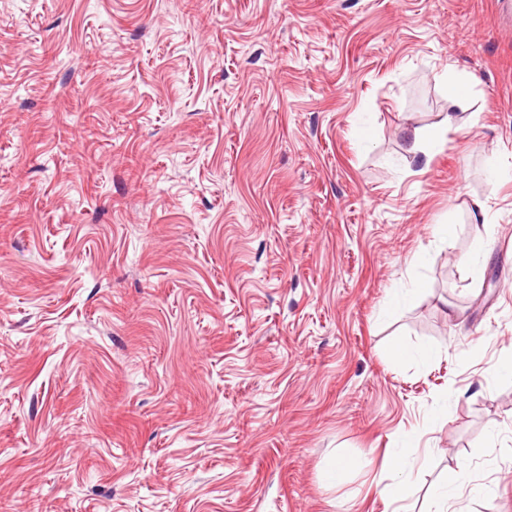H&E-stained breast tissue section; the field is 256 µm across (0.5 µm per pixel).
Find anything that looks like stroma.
Listing matches in <instances>:
<instances>
[{"mask_svg":"<svg viewBox=\"0 0 512 512\" xmlns=\"http://www.w3.org/2000/svg\"><path fill=\"white\" fill-rule=\"evenodd\" d=\"M454 476L512 512V0H0V512ZM452 113L448 112L444 119L429 129H412L409 137V153L414 156L422 154L424 157H430L436 146L447 141L448 133L456 130L455 117Z\"/></svg>","mask_w":512,"mask_h":512,"instance_id":"stroma-1","label":"stroma"}]
</instances>
